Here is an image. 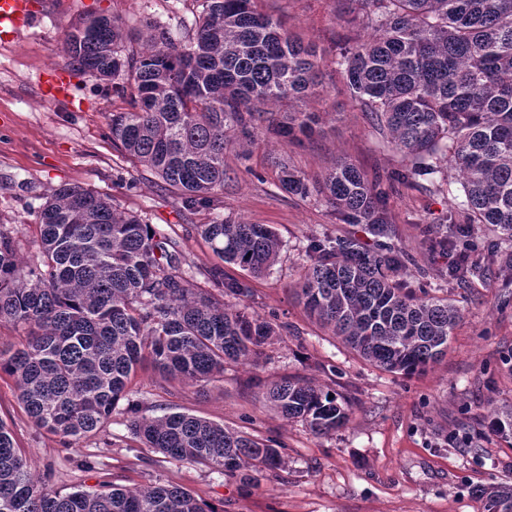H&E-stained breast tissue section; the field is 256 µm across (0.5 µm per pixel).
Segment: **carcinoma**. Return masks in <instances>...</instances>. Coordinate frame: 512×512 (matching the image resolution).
<instances>
[{
	"mask_svg": "<svg viewBox=\"0 0 512 512\" xmlns=\"http://www.w3.org/2000/svg\"><path fill=\"white\" fill-rule=\"evenodd\" d=\"M258 0H201L194 34L175 40L159 24L126 28L88 15L66 34L69 63L100 80L127 76L128 108L114 112L112 143L182 192L207 205L224 191V149L259 127L290 139L309 136L314 112L282 122L265 107L324 91L316 47L288 33ZM344 21L368 30L334 63L372 124L408 160L395 173L412 184L440 175L456 185L450 224H480L497 237L488 258L512 281V0H339ZM145 40L140 52L125 44ZM280 188L322 195L345 224L384 238L368 252L352 236L314 237L298 297L308 315L369 363L406 376L448 352L459 320L454 300L431 296L401 278L409 255L391 234L382 193L354 164L336 160L322 180L281 164ZM224 262L253 277L278 262L282 242L264 224L217 217L196 225ZM40 258L24 266L17 241L0 229V322L24 339L0 349V372L16 380L34 425L71 441L96 434L126 397L131 376L149 362L170 378L211 382L230 363L257 364L279 335L275 323L192 287L171 241L140 215L77 185H62L39 213ZM461 281L471 270L456 230L427 238ZM221 296L252 295L248 280L209 271ZM316 435L343 427L349 402L311 381L288 377L265 396ZM134 434L174 459L213 466L250 485L284 464L279 449L242 431L187 413L139 416ZM480 512H512V484L472 491ZM0 512H208L175 485L128 491L104 483L61 495L32 480L25 455L0 419Z\"/></svg>",
	"mask_w": 512,
	"mask_h": 512,
	"instance_id": "carcinoma-1",
	"label": "carcinoma"
}]
</instances>
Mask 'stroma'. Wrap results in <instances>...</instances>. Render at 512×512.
<instances>
[{
	"mask_svg": "<svg viewBox=\"0 0 512 512\" xmlns=\"http://www.w3.org/2000/svg\"><path fill=\"white\" fill-rule=\"evenodd\" d=\"M261 6L322 51L325 93L291 105L295 112L319 113L321 121L299 143L262 128L250 143L228 145L224 191L208 208L186 207L177 189L113 146L110 116L126 109L125 100L111 82L74 71L64 50L71 27L96 12L130 27L155 22L175 39L188 40L198 0H48L37 24L0 48V229L18 239L22 261L36 258L39 211L63 184L109 197L119 210L155 225L192 265L196 287L207 291L213 285L206 269L222 264L197 225L229 213L271 226L283 244L278 264L251 281L250 311L281 326L258 365H226L223 378L210 383L174 380L145 367L132 377L127 401L119 402L103 430L71 445L35 428L14 379L0 374V420L35 462L39 480L63 495L95 490L105 481L127 489L172 483L217 512H479L475 486L512 483V444L488 427L496 414L512 409V303L501 305L502 282L484 260L493 238L474 228L478 270L465 283L447 282L445 259L429 254L422 242L427 225L445 222L451 196L427 177L409 186L392 184L394 240L414 259L406 279L451 292L462 312L448 353L426 373L406 377L364 361L324 332L295 294L309 239L353 236L371 250L376 242L366 225L342 223L321 197L281 190L279 166L285 162L319 179L343 157L373 179L401 169L405 159L372 126L336 70V46L361 36L342 21L336 0H261ZM57 73L68 78L71 106L43 93L44 81ZM288 376L349 400L348 423L318 436L270 408L267 387ZM131 401L146 417L183 412L274 439L285 464L247 486L204 464L163 456L132 435ZM88 457L94 468L82 467Z\"/></svg>",
	"mask_w": 512,
	"mask_h": 512,
	"instance_id": "35a3bbf8",
	"label": "stroma"
}]
</instances>
